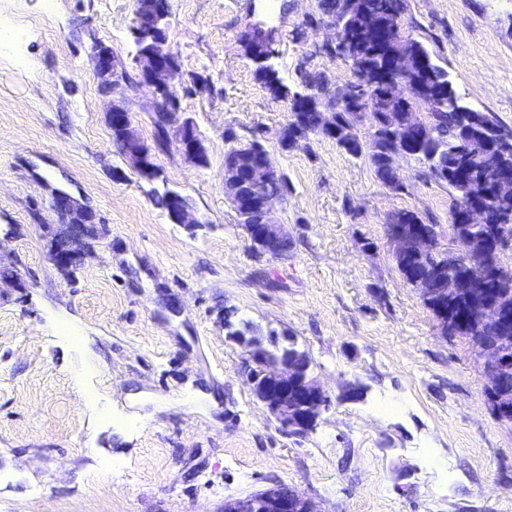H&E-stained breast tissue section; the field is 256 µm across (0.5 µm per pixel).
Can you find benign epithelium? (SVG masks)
I'll list each match as a JSON object with an SVG mask.
<instances>
[{
    "label": "benign epithelium",
    "mask_w": 512,
    "mask_h": 512,
    "mask_svg": "<svg viewBox=\"0 0 512 512\" xmlns=\"http://www.w3.org/2000/svg\"><path fill=\"white\" fill-rule=\"evenodd\" d=\"M137 14L158 30L167 27L169 15L168 0H138ZM346 14L359 21V30L377 37L384 28L383 18L375 14L367 0H345ZM330 31V39L326 48L342 50L346 61L353 64L359 58L357 39L336 38V29L340 22L332 20L324 23ZM248 43L261 45L260 55L268 62L274 57L271 39L268 33L255 29L251 32ZM173 49L168 41H155L144 50H138L135 65L138 71V82L151 88L148 105L152 106L159 97L166 95L172 99L177 96L174 84L176 68L173 63ZM91 62L99 80L101 95L108 99L109 109L106 120L109 128L122 131L116 145L126 159L128 165L143 177H151L154 173L152 148L133 125L132 116L126 99V90L120 89L118 78L124 72L123 67L115 58L112 49L101 42L92 46ZM421 67V55L408 43L384 57L383 69L373 71L370 80H362L359 86L348 95L329 90L327 86L316 89L321 100L330 102V106L321 112L320 128L337 132V116L339 110L352 97L366 96L376 88L382 71H393L407 75L418 71ZM166 136L162 147L166 148L175 141L183 157L195 163L207 155L203 140L195 132L190 119L178 121L165 113ZM496 152V159L486 165L481 173L482 179L495 187L502 196L512 194V167L503 163L502 159L512 155V129L501 126L493 128L489 135ZM278 176V171L271 164L256 161L246 169L245 177H239L236 160L230 158L224 163V197L237 206L236 212L241 214L255 210L259 215V223L244 224L242 228L251 242L254 251L271 259H279L289 243L286 225L277 223L272 217L273 207L283 201L278 196L249 198L246 190L267 183ZM173 205L169 213L170 220L175 224L192 226L200 223L197 211L185 204L182 195L172 194ZM55 209L64 219L66 233L60 238L53 250L50 260L62 271H69L81 264L85 250L88 248L86 230L92 221L89 210L67 194L55 197ZM460 220L467 224L486 223V210L478 203L462 206ZM389 238L394 244V256H406L415 251L432 248L427 238L414 232L407 233L401 227L388 225ZM423 300L434 301L447 315L444 304L448 298L457 296L466 290L464 281L457 279L448 282V287L429 277H417L408 281ZM481 322L488 328L499 333L508 328L512 322V308L498 303H487L481 309ZM508 337L501 336L493 342L477 341L480 356L484 359V370L489 380L488 400L496 416L505 422L512 421V395L499 387L501 374L512 369V358L505 355L504 344ZM253 363L248 374V385L252 396L269 411L279 428L290 435H303L313 430L322 411L329 405V398L316 377L300 366L297 360L257 359L247 354ZM224 512H320L311 499L301 495L287 486L278 485L244 497L224 502Z\"/></svg>",
    "instance_id": "1"
}]
</instances>
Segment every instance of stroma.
<instances>
[{"label": "stroma", "instance_id": "obj_1", "mask_svg": "<svg viewBox=\"0 0 512 512\" xmlns=\"http://www.w3.org/2000/svg\"><path fill=\"white\" fill-rule=\"evenodd\" d=\"M402 32L439 58L474 108L512 128V0H405ZM169 42L209 91L180 93L208 152L125 161L90 62L133 67L134 0H0V512H221L285 484L321 512H512V425L486 400L477 348L446 335L400 274L387 224L413 210L451 235L447 185L399 161L395 192L319 136L277 133L285 99L255 76L243 37L272 31L275 65L339 81L309 26L318 0H169ZM261 137L290 192L274 218L286 258L257 256L224 196L225 130ZM103 232L64 272L49 259L55 189ZM175 190L189 230L154 203ZM308 350L331 404L302 437L250 393L224 310ZM361 387L346 394V383ZM172 197L173 205L168 216L174 224H181L184 226L200 224L197 211L183 202L182 195L180 193H173Z\"/></svg>", "mask_w": 512, "mask_h": 512}]
</instances>
